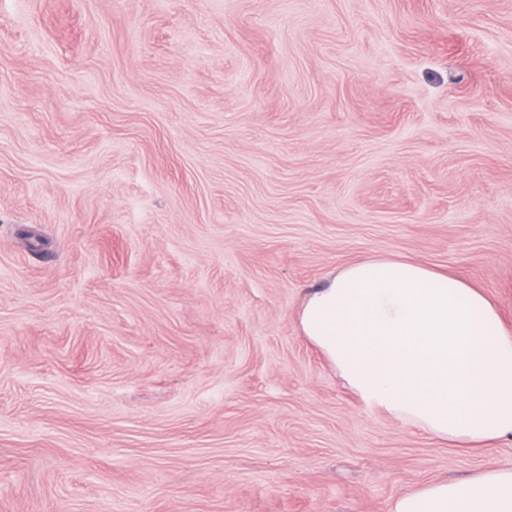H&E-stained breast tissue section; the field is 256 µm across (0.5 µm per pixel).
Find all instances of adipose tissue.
I'll return each mask as SVG.
<instances>
[{"label":"adipose tissue","instance_id":"ef3b65f1","mask_svg":"<svg viewBox=\"0 0 512 512\" xmlns=\"http://www.w3.org/2000/svg\"><path fill=\"white\" fill-rule=\"evenodd\" d=\"M302 333L368 403L462 448L512 436V327L481 291L369 258L314 289ZM390 512H512V465L400 496Z\"/></svg>","mask_w":512,"mask_h":512}]
</instances>
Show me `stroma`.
Wrapping results in <instances>:
<instances>
[{
  "label": "stroma",
  "mask_w": 512,
  "mask_h": 512,
  "mask_svg": "<svg viewBox=\"0 0 512 512\" xmlns=\"http://www.w3.org/2000/svg\"><path fill=\"white\" fill-rule=\"evenodd\" d=\"M378 257L512 325V0H0V512H389L512 464L303 336Z\"/></svg>",
  "instance_id": "35a3bbf8"
}]
</instances>
